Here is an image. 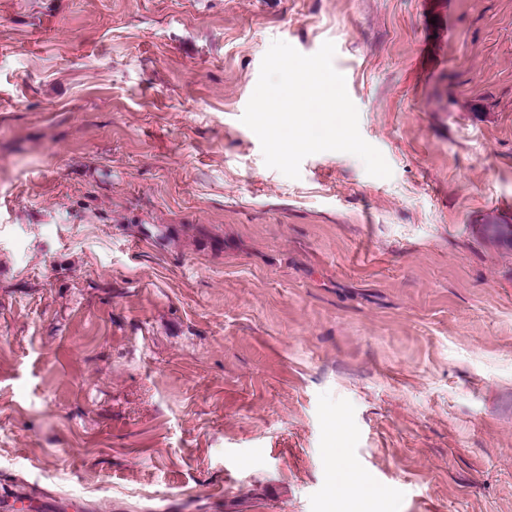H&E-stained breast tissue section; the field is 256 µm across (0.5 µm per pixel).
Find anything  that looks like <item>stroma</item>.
I'll use <instances>...</instances> for the list:
<instances>
[{
	"label": "stroma",
	"mask_w": 512,
	"mask_h": 512,
	"mask_svg": "<svg viewBox=\"0 0 512 512\" xmlns=\"http://www.w3.org/2000/svg\"><path fill=\"white\" fill-rule=\"evenodd\" d=\"M361 136L267 167L272 41ZM512 0H0V490L512 512ZM372 478L353 499L334 472Z\"/></svg>",
	"instance_id": "35a3bbf8"
}]
</instances>
